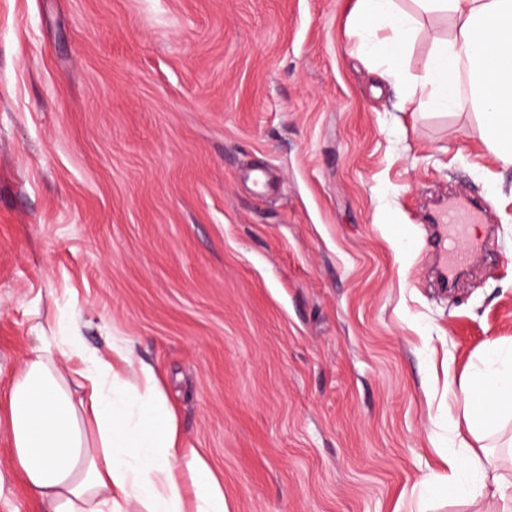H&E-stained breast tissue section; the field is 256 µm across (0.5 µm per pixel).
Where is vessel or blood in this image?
<instances>
[{
    "label": "vessel or blood",
    "mask_w": 512,
    "mask_h": 512,
    "mask_svg": "<svg viewBox=\"0 0 512 512\" xmlns=\"http://www.w3.org/2000/svg\"><path fill=\"white\" fill-rule=\"evenodd\" d=\"M483 211L473 201L460 198L455 205L440 209L433 221L438 250L444 258L440 269L443 281H452L464 259L481 250V243L470 240V225L481 223Z\"/></svg>",
    "instance_id": "1"
}]
</instances>
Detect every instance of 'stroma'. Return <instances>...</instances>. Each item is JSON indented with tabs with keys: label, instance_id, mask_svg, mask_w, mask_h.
Wrapping results in <instances>:
<instances>
[{
	"label": "stroma",
	"instance_id": "35a3bbf8",
	"mask_svg": "<svg viewBox=\"0 0 512 512\" xmlns=\"http://www.w3.org/2000/svg\"><path fill=\"white\" fill-rule=\"evenodd\" d=\"M353 4L0 0V388L75 307L230 512H473L433 492L445 381L512 344V166L469 108L397 109ZM452 193L498 258L444 292L422 205ZM9 448L0 512H38Z\"/></svg>",
	"mask_w": 512,
	"mask_h": 512
}]
</instances>
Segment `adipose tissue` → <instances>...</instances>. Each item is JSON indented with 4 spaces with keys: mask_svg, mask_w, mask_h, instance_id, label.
I'll use <instances>...</instances> for the list:
<instances>
[{
    "mask_svg": "<svg viewBox=\"0 0 512 512\" xmlns=\"http://www.w3.org/2000/svg\"><path fill=\"white\" fill-rule=\"evenodd\" d=\"M431 15L447 16L448 37L434 38L420 82L419 107L448 112L469 99L496 159L512 166V0H356L351 35L357 52L384 62L378 75L398 79L397 64ZM132 347L89 348L76 314L57 317L37 337L4 396L0 426L9 462L40 512H184L190 477L194 512H229L224 489L195 449L183 447L176 416L155 372L123 370ZM469 432L497 436L512 415V347L490 354L462 390ZM445 494L476 501L500 494L498 456L449 449Z\"/></svg>",
    "mask_w": 512,
    "mask_h": 512,
    "instance_id": "1",
    "label": "adipose tissue"
}]
</instances>
